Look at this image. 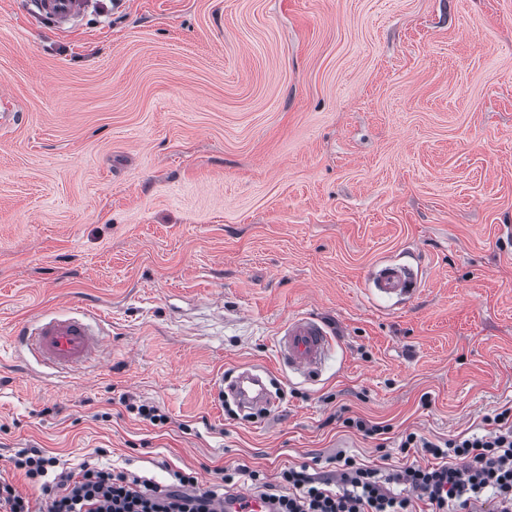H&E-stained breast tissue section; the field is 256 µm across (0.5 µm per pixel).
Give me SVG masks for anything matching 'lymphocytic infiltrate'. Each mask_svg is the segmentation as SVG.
<instances>
[{"mask_svg":"<svg viewBox=\"0 0 512 512\" xmlns=\"http://www.w3.org/2000/svg\"><path fill=\"white\" fill-rule=\"evenodd\" d=\"M484 423L481 436L434 442L414 432L401 435L400 451L420 449L432 459L425 466L384 471L344 458L334 491L294 468L271 483L239 465L203 489L195 476L180 471L162 485L96 462L71 467L38 448L19 450L9 464L48 496V512H215L222 485L238 475L258 482L269 512H512V407ZM391 483L405 485L407 494L389 492Z\"/></svg>","mask_w":512,"mask_h":512,"instance_id":"1","label":"lymphocytic infiltrate"}]
</instances>
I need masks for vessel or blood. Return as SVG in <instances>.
<instances>
[{"instance_id":"b4317fda","label":"vessel or blood","mask_w":512,"mask_h":512,"mask_svg":"<svg viewBox=\"0 0 512 512\" xmlns=\"http://www.w3.org/2000/svg\"><path fill=\"white\" fill-rule=\"evenodd\" d=\"M35 12L60 29L84 17L93 0H33ZM369 286L390 299L409 301L420 286L418 274L406 265L385 262L373 271ZM20 342L43 365L64 373L100 363L105 351L104 332L98 318L80 308L43 315L19 329ZM332 349V339L322 320L300 315L289 320L276 340V354L284 364L304 375L321 369ZM239 407L270 410L275 400L260 375L244 371L231 386ZM218 512H266V504L256 495L235 489L225 492Z\"/></svg>"}]
</instances>
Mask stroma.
I'll use <instances>...</instances> for the list:
<instances>
[{"instance_id": "stroma-1", "label": "stroma", "mask_w": 512, "mask_h": 512, "mask_svg": "<svg viewBox=\"0 0 512 512\" xmlns=\"http://www.w3.org/2000/svg\"><path fill=\"white\" fill-rule=\"evenodd\" d=\"M509 225L512 0H96L64 31L0 0V475L36 508L21 448L206 488L402 465L340 411L475 433L512 407ZM386 260L411 302L370 292ZM70 304L108 349L59 374L14 331ZM304 314L335 334L311 378L275 352ZM251 368L277 407L227 411Z\"/></svg>"}]
</instances>
